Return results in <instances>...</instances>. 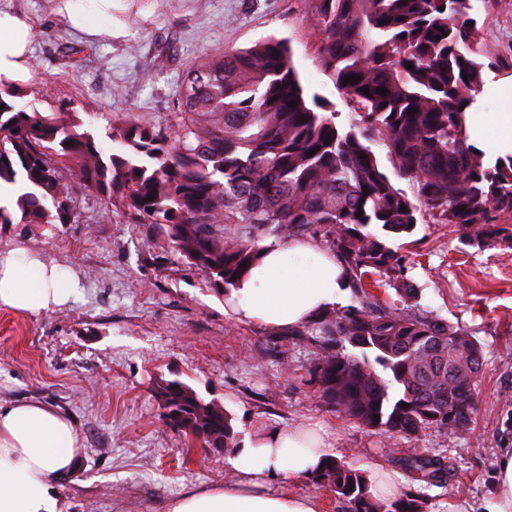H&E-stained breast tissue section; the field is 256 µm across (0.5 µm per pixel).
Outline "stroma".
Here are the masks:
<instances>
[{
    "label": "stroma",
    "mask_w": 512,
    "mask_h": 512,
    "mask_svg": "<svg viewBox=\"0 0 512 512\" xmlns=\"http://www.w3.org/2000/svg\"><path fill=\"white\" fill-rule=\"evenodd\" d=\"M484 50L512 58V0H473ZM56 0H0L31 24L32 78L17 102L50 114L74 108L105 127L119 116L165 122L187 69L208 55L268 38L290 40L308 95L330 101L336 124L358 116L312 50L304 0H112L111 39L93 42L56 11ZM84 47L73 63L70 47ZM71 224H0V249L22 247L75 274L77 295L39 316L0 308V402L44 401L69 415L78 465L58 494L62 512H167L186 488L233 482L224 453L188 444L167 427L159 386L178 380L233 418L239 433L320 425L331 452L361 469L380 466L397 494H420L429 512L474 508L495 491L499 456L512 448V249L467 247L465 231L421 224L393 240L406 254L419 307L467 329L484 350L476 407L464 429L380 435L326 405L309 382L316 348L237 322L224 293L189 267L153 225L110 213L76 190ZM435 459L440 482H420L409 456Z\"/></svg>",
    "instance_id": "obj_1"
}]
</instances>
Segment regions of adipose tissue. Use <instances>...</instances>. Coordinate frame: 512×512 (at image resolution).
I'll use <instances>...</instances> for the list:
<instances>
[{
    "label": "adipose tissue",
    "instance_id": "obj_1",
    "mask_svg": "<svg viewBox=\"0 0 512 512\" xmlns=\"http://www.w3.org/2000/svg\"><path fill=\"white\" fill-rule=\"evenodd\" d=\"M69 24L88 37H111L112 0H63ZM29 24L0 8V79L29 76ZM497 112L467 115L469 143L489 156L512 155V93L492 84ZM79 288L75 275L22 248L0 252V308L37 316L65 305ZM343 270L335 257L309 241H267L249 272L224 297L235 320L282 331L341 303ZM79 435L72 418L39 401L0 404V512H59L57 491L77 466ZM323 429L269 428L258 423L229 461L239 477L221 487L191 488L167 512H319L315 499L274 493L270 479L310 477L329 457Z\"/></svg>",
    "mask_w": 512,
    "mask_h": 512
}]
</instances>
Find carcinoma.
<instances>
[{"label":"carcinoma","mask_w":512,"mask_h":512,"mask_svg":"<svg viewBox=\"0 0 512 512\" xmlns=\"http://www.w3.org/2000/svg\"><path fill=\"white\" fill-rule=\"evenodd\" d=\"M469 10L470 0H311L315 51L358 112L347 131L332 103L307 97L289 43L277 39L189 67L190 95L164 124L118 118L101 131L74 111L28 112L15 104L17 87L0 80V183L21 187L12 207L0 205V224L71 223L77 184L135 223L154 225L185 263L226 291L266 238L310 240L336 255L355 299L288 330L320 350L311 382L322 401L381 434L464 429L483 348L413 303L407 258L390 240L412 235L426 217L471 229L466 246L512 247V223L502 221L512 220V156L485 162L464 128L484 70L504 67L478 47ZM351 75L361 80L342 84ZM380 87L388 94L376 93ZM105 138L120 148L104 149ZM377 140L412 194L393 185L368 146ZM384 285L402 305L372 292ZM160 392L169 427L229 454L238 447L223 408L180 381ZM407 462L422 479L439 478L431 460ZM314 480L345 512H426L417 494L374 496L365 471L335 457Z\"/></svg>","instance_id":"1"}]
</instances>
